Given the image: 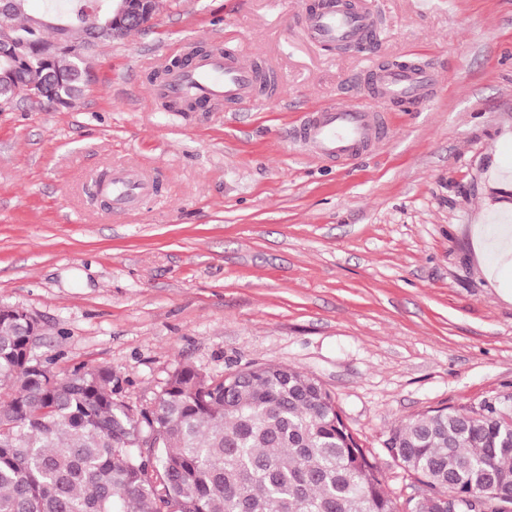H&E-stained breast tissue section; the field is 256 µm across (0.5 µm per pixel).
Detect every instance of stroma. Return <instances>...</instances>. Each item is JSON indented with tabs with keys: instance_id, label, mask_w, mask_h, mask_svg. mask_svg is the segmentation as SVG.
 Listing matches in <instances>:
<instances>
[{
	"instance_id": "1",
	"label": "stroma",
	"mask_w": 512,
	"mask_h": 512,
	"mask_svg": "<svg viewBox=\"0 0 512 512\" xmlns=\"http://www.w3.org/2000/svg\"><path fill=\"white\" fill-rule=\"evenodd\" d=\"M305 0H166L100 45L73 108L0 112V305L41 326L55 370L106 367L146 406L179 365L222 375L284 363L319 379L389 492H426L389 457L392 428L447 406L512 410V301L481 274L469 226L512 166V0H373L366 52L300 29ZM235 36L280 77L248 112H169L150 78L184 38ZM416 54L437 74L418 112L350 161L289 132L371 60ZM143 168L132 214L93 200L103 174Z\"/></svg>"
}]
</instances>
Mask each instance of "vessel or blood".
Listing matches in <instances>:
<instances>
[{
	"label": "vessel or blood",
	"instance_id": "1",
	"mask_svg": "<svg viewBox=\"0 0 512 512\" xmlns=\"http://www.w3.org/2000/svg\"><path fill=\"white\" fill-rule=\"evenodd\" d=\"M306 38L334 48L368 44L379 36L378 16L368 0H318L301 18ZM276 83L267 66L228 38L224 49L191 63L170 67L153 84L160 103L188 107L198 102L238 112L258 102L260 81ZM435 72L417 60L372 64L360 80L361 99L342 98L304 113L293 130L296 142L318 158L333 161L357 155L389 132L385 109L419 107L434 93ZM112 209L128 213L139 208L152 186L134 167L113 171Z\"/></svg>",
	"mask_w": 512,
	"mask_h": 512
}]
</instances>
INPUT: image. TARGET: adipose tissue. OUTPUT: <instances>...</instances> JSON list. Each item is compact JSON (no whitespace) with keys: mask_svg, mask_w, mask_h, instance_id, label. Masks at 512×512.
<instances>
[{"mask_svg":"<svg viewBox=\"0 0 512 512\" xmlns=\"http://www.w3.org/2000/svg\"><path fill=\"white\" fill-rule=\"evenodd\" d=\"M488 177L503 195L485 200L470 226V243L485 279L512 300V169L495 164Z\"/></svg>","mask_w":512,"mask_h":512,"instance_id":"1","label":"adipose tissue"}]
</instances>
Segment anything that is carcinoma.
<instances>
[{"label": "carcinoma", "instance_id": "cac0c4a2", "mask_svg": "<svg viewBox=\"0 0 512 512\" xmlns=\"http://www.w3.org/2000/svg\"><path fill=\"white\" fill-rule=\"evenodd\" d=\"M27 0L8 22L28 32ZM113 0H48L88 43ZM14 86L89 74L66 47L47 62L55 29L29 35ZM26 324L0 313V512H400L376 459L345 424L316 378L281 363L211 376L177 367L140 408L113 398L112 370L57 374L31 352ZM389 456L429 493L405 512H448V498H494L512 512V413L487 403L469 414L442 408L395 427Z\"/></svg>", "mask_w": 512, "mask_h": 512}]
</instances>
